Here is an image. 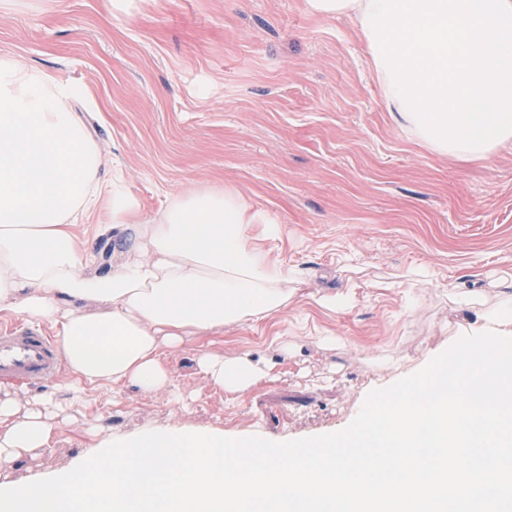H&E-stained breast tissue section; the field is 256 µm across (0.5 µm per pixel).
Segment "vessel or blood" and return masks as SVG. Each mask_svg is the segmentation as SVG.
Returning a JSON list of instances; mask_svg holds the SVG:
<instances>
[{"label":"vessel or blood","instance_id":"obj_1","mask_svg":"<svg viewBox=\"0 0 512 512\" xmlns=\"http://www.w3.org/2000/svg\"><path fill=\"white\" fill-rule=\"evenodd\" d=\"M59 340L45 329L23 323L0 325V380L42 385L61 371Z\"/></svg>","mask_w":512,"mask_h":512}]
</instances>
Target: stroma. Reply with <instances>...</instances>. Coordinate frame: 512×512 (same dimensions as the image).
Returning a JSON list of instances; mask_svg holds the SVG:
<instances>
[{"mask_svg":"<svg viewBox=\"0 0 512 512\" xmlns=\"http://www.w3.org/2000/svg\"><path fill=\"white\" fill-rule=\"evenodd\" d=\"M1 55L77 89L69 109L101 175L142 219L168 196L235 187L278 224L263 246L297 273L286 310L226 328L214 346L269 367L238 398L200 374L198 336L169 352L156 393L100 385L77 402L65 371L11 385L20 401L62 409L55 443L12 462L11 478L67 470L97 435L339 431L369 391L481 332L485 310H512V151L459 163L416 143L347 19L303 0H0ZM111 222L103 209L82 226L104 268Z\"/></svg>","mask_w":512,"mask_h":512,"instance_id":"obj_1","label":"stroma"}]
</instances>
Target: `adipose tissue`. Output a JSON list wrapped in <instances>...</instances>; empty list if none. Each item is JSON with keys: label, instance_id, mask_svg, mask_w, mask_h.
Returning <instances> with one entry per match:
<instances>
[{"label": "adipose tissue", "instance_id": "obj_1", "mask_svg": "<svg viewBox=\"0 0 512 512\" xmlns=\"http://www.w3.org/2000/svg\"><path fill=\"white\" fill-rule=\"evenodd\" d=\"M310 14L345 16L362 32L394 120L422 146L460 162L512 148V0H304ZM74 94L50 74L0 58V319L50 326L82 387L166 388L163 359L184 337L215 339L290 304L292 273L251 233L277 235L231 187L169 197L151 219L99 176L95 143ZM112 213V268L82 274L77 222ZM206 381L236 398L264 364L203 352ZM56 426L0 389V464L50 447Z\"/></svg>", "mask_w": 512, "mask_h": 512}]
</instances>
